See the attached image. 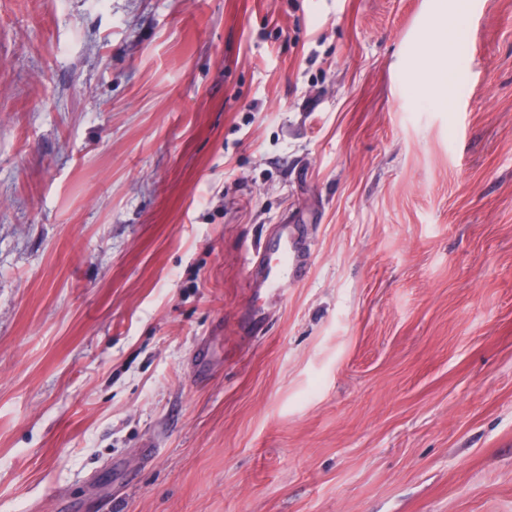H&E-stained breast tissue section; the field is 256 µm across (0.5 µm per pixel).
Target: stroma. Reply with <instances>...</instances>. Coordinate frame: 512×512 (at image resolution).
Here are the masks:
<instances>
[{
  "label": "stroma",
  "instance_id": "35a3bbf8",
  "mask_svg": "<svg viewBox=\"0 0 512 512\" xmlns=\"http://www.w3.org/2000/svg\"><path fill=\"white\" fill-rule=\"evenodd\" d=\"M467 16L434 108L429 0H0V512H512V0ZM278 239L274 249L278 252V260L272 263L265 253L253 251L248 259V268L252 280L250 288H283L288 281L299 280L304 275V268L298 260L295 240L288 236V227Z\"/></svg>",
  "mask_w": 512,
  "mask_h": 512
}]
</instances>
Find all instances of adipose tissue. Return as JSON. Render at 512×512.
Wrapping results in <instances>:
<instances>
[{"mask_svg": "<svg viewBox=\"0 0 512 512\" xmlns=\"http://www.w3.org/2000/svg\"><path fill=\"white\" fill-rule=\"evenodd\" d=\"M464 22L462 11L449 7L448 0H433L431 23L410 59L409 93L414 100L447 103L448 57L456 50V35Z\"/></svg>", "mask_w": 512, "mask_h": 512, "instance_id": "obj_1", "label": "adipose tissue"}]
</instances>
